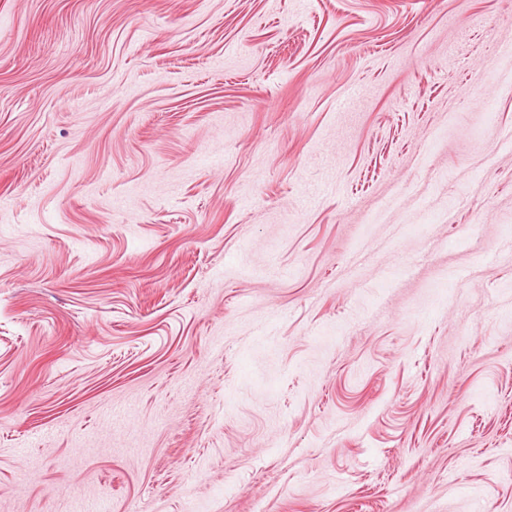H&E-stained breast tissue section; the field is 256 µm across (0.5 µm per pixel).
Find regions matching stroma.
I'll list each match as a JSON object with an SVG mask.
<instances>
[{
  "instance_id": "stroma-1",
  "label": "stroma",
  "mask_w": 512,
  "mask_h": 512,
  "mask_svg": "<svg viewBox=\"0 0 512 512\" xmlns=\"http://www.w3.org/2000/svg\"><path fill=\"white\" fill-rule=\"evenodd\" d=\"M512 0H0V512H512Z\"/></svg>"
}]
</instances>
